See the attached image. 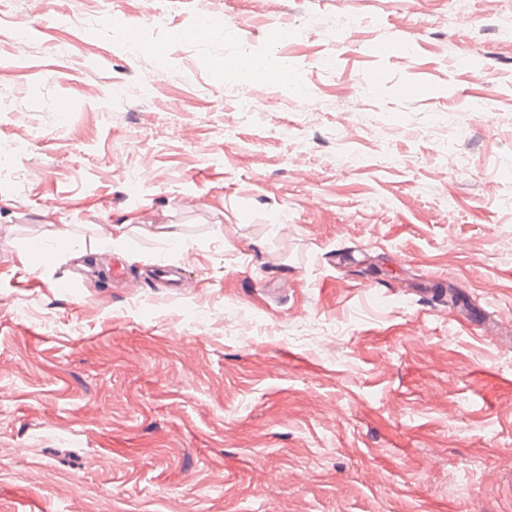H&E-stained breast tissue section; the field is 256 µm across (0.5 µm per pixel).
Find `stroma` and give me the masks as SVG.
<instances>
[{
	"label": "stroma",
	"instance_id": "35a3bbf8",
	"mask_svg": "<svg viewBox=\"0 0 512 512\" xmlns=\"http://www.w3.org/2000/svg\"><path fill=\"white\" fill-rule=\"evenodd\" d=\"M206 6L0 0V512H512V0Z\"/></svg>",
	"mask_w": 512,
	"mask_h": 512
}]
</instances>
